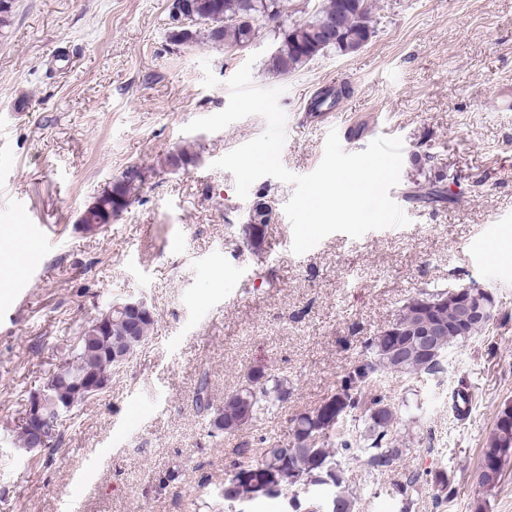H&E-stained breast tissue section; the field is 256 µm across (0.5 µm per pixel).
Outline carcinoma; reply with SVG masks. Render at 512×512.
Wrapping results in <instances>:
<instances>
[{"mask_svg": "<svg viewBox=\"0 0 512 512\" xmlns=\"http://www.w3.org/2000/svg\"><path fill=\"white\" fill-rule=\"evenodd\" d=\"M191 17L184 26L171 27L169 39L176 46H188L204 37L226 49L240 50L258 35L256 23H281L283 0H187ZM16 0H0V35L7 32L15 15ZM373 34L372 0H322L320 6L305 20L296 21L286 29L269 67L288 75L296 72L315 57L328 51L339 55L355 53L365 47ZM343 91L321 92L312 102L320 112L331 108ZM198 159L197 154L181 148L165 157L164 163L186 168ZM137 185H123L119 177L103 187L97 205L81 213L85 232L95 234L99 225L112 223L114 200L121 197L140 198ZM412 198L426 203L448 199L447 186L427 179L415 185ZM266 225H241L246 245L260 251ZM459 297L446 288H426L405 300L393 321L360 342L359 352L341 378L336 392L316 409L293 416L284 438L261 439L265 451L261 459H249L251 447L243 442L236 448V458L225 464L228 479L224 482L227 509L259 498L274 499L288 486L302 484L320 486V478L330 479L334 492L328 512H352L354 497L345 492L348 482L344 460L358 459L369 473H394L407 455L405 443L398 438L403 422L405 401L378 385V378L392 374L413 378L434 376L443 371L449 350L489 330L490 324L475 322L459 330L455 327ZM427 322L449 328L443 332L441 345L432 352H423L416 345V333ZM154 326V316L142 317L137 335H128V323L112 317L108 332L89 336L82 331L74 352L58 368H67L83 378L106 388L112 372L123 367L133 353L144 345ZM288 395V380L269 376L260 369L248 371L244 383L224 397L216 408L208 394L206 376L197 385L194 404L204 417L212 436L232 434L260 419ZM56 397L73 407L90 400L61 383ZM512 448V402L504 403L496 416L486 447L482 449L477 482L492 491L503 479L509 459L499 454ZM421 476L404 475L394 481L395 495L403 502L400 512H408L413 493Z\"/></svg>", "mask_w": 512, "mask_h": 512, "instance_id": "1", "label": "carcinoma"}]
</instances>
